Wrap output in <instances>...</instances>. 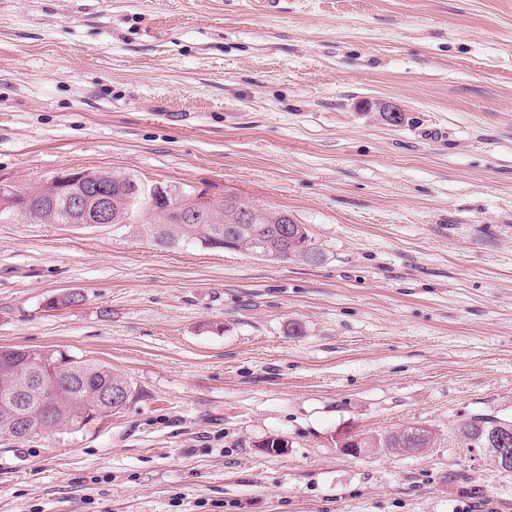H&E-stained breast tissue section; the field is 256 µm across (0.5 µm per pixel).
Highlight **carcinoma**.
I'll return each mask as SVG.
<instances>
[{"label":"carcinoma","instance_id":"carcinoma-1","mask_svg":"<svg viewBox=\"0 0 512 512\" xmlns=\"http://www.w3.org/2000/svg\"><path fill=\"white\" fill-rule=\"evenodd\" d=\"M86 177L101 182L112 183V214L116 223L127 225L139 207L147 205L159 210L163 222L145 224L144 230L153 240L165 247H180L185 244H198L214 249L224 243V228L227 226L225 209H214L202 223H183L181 211L183 198L167 197L162 202L152 203L142 193L135 192L131 180L118 181L109 173L86 170ZM19 199L25 208V219L40 224H68L70 217L64 205L55 197L53 184L19 192ZM283 212L264 210V215L255 224L235 225L236 241L245 252L277 259H290L298 249L316 250L307 227L293 224L292 238L280 235ZM41 364L50 369L62 368L53 391L45 395V403L55 410L56 417L50 423L51 434H74L70 419L79 411H88L97 422L122 410V407H100L93 401L89 392L110 389L115 383L127 381L114 373L106 365L85 360L54 349H24L0 347V438L25 441L27 437L18 432L17 411L4 398L6 392L23 382L37 383L38 374L33 364ZM498 430L512 439V419L506 420L485 414H474L460 422L454 431L455 440L465 448L489 447L488 434ZM408 429L389 432L378 437L363 438V445L407 452L410 446L405 441Z\"/></svg>","mask_w":512,"mask_h":512}]
</instances>
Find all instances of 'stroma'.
<instances>
[{
    "label": "stroma",
    "instance_id": "stroma-1",
    "mask_svg": "<svg viewBox=\"0 0 512 512\" xmlns=\"http://www.w3.org/2000/svg\"><path fill=\"white\" fill-rule=\"evenodd\" d=\"M85 169L288 211L321 258L0 223V347L132 390L0 439V512H512L453 439L512 419V0H10L0 184ZM411 426L433 447L342 449Z\"/></svg>",
    "mask_w": 512,
    "mask_h": 512
}]
</instances>
